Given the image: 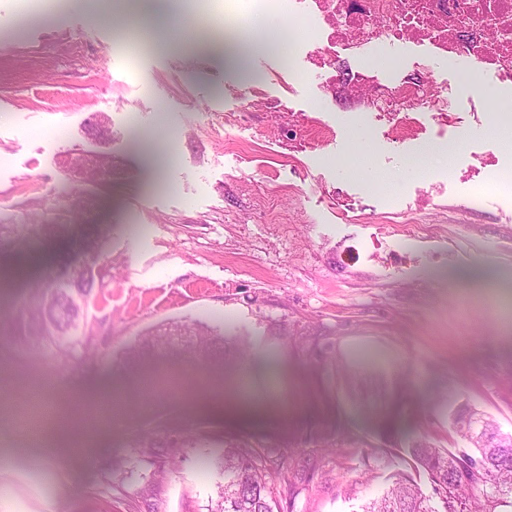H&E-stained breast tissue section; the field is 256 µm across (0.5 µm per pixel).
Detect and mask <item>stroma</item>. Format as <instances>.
Returning a JSON list of instances; mask_svg holds the SVG:
<instances>
[{"label": "stroma", "mask_w": 512, "mask_h": 512, "mask_svg": "<svg viewBox=\"0 0 512 512\" xmlns=\"http://www.w3.org/2000/svg\"><path fill=\"white\" fill-rule=\"evenodd\" d=\"M213 12L212 0L172 11L159 42L115 0H30L23 17L0 0V224L98 227L115 266L82 306L107 339L96 372L0 346V448L32 445L15 424L25 391L71 395L44 427L73 423L68 462L0 466V512H208L228 439L302 474L275 512H358L397 474L426 483L398 454L414 438L462 448L459 406L512 433V302L473 285L512 277V191L471 198L490 170L512 167L507 132L481 120L500 95L460 102L456 124L426 121L413 141L343 97L317 100L306 81L287 101L289 123L312 131L299 142L276 114L249 111L245 91L308 29L256 17L233 69L177 46L223 36ZM100 113L112 124L103 145L85 133ZM96 151L111 155V181L75 172ZM401 204L417 223L396 217ZM59 251L37 236L0 246V309ZM198 321L225 336L264 422L222 412L223 382L180 347L155 359L188 370L174 397L136 398L119 419L96 406L99 390L138 386L128 353L145 334ZM362 370L377 376L367 407L345 385ZM147 430L161 443L152 455L135 447Z\"/></svg>", "instance_id": "obj_1"}]
</instances>
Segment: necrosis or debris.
<instances>
[{"mask_svg":"<svg viewBox=\"0 0 512 512\" xmlns=\"http://www.w3.org/2000/svg\"><path fill=\"white\" fill-rule=\"evenodd\" d=\"M290 8L312 38L299 59L270 73L282 94L303 72L321 93H342L414 137L420 114L447 124L448 87L479 96L512 89V0H292ZM407 44L427 47L431 57L397 80L381 81L351 64L361 54L374 59ZM436 60L447 61L452 84L439 83Z\"/></svg>","mask_w":512,"mask_h":512,"instance_id":"4bbe7bcc","label":"necrosis or debris"}]
</instances>
